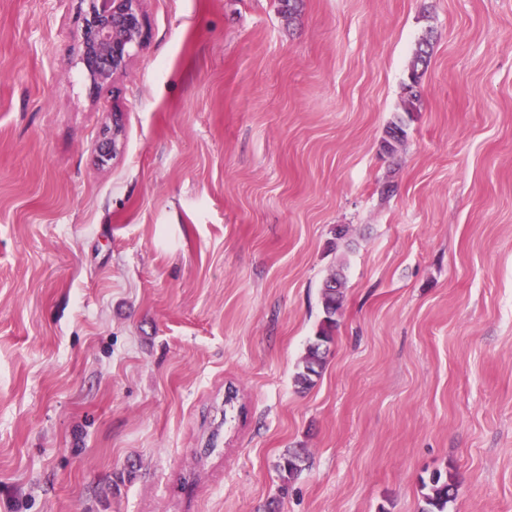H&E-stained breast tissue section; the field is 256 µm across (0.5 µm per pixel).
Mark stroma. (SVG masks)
<instances>
[{"label": "stroma", "mask_w": 512, "mask_h": 512, "mask_svg": "<svg viewBox=\"0 0 512 512\" xmlns=\"http://www.w3.org/2000/svg\"><path fill=\"white\" fill-rule=\"evenodd\" d=\"M141 7L94 96L80 0H0V512H512V0ZM432 49V35L428 33L418 42V47L410 62L409 78L411 82L407 85V98L404 102V112L408 115L416 108L415 102L418 100V96L415 88L430 64ZM116 117L117 115L112 118V126H105L103 128L97 145L98 157L102 163L107 162L112 159L113 156H116L123 145V129L120 127L119 121ZM343 283L338 274L327 278L321 288L322 320L313 338L309 341L303 357L302 368L295 381L302 390L313 387L320 378L326 363V354L334 340L340 311L343 307ZM304 457L299 450H288L281 457L278 463L282 485L279 487L280 495L284 496L288 493V485L295 481L303 471ZM423 487L428 492L424 495L425 507L421 512H447L448 503L455 499L459 484L456 475L449 468L445 472H433Z\"/></svg>", "instance_id": "35a3bbf8"}]
</instances>
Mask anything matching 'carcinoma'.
Listing matches in <instances>:
<instances>
[{"mask_svg": "<svg viewBox=\"0 0 512 512\" xmlns=\"http://www.w3.org/2000/svg\"><path fill=\"white\" fill-rule=\"evenodd\" d=\"M432 49V35L428 34L420 39L411 59L410 83L407 85V98L404 102V112L408 114L415 110V102L418 100L416 87L430 64ZM385 135L399 143L404 141L407 135L405 119L400 116L396 117L387 126ZM342 288V280L337 274L327 278L321 288L323 317L315 335L309 341L306 354L303 357L302 368L295 377L297 385L303 390L313 387L324 369L326 354L334 340V332L338 324L337 316L343 307ZM303 462L304 457L298 450H289L283 454L278 463L282 481V485L279 487L280 495H286L288 485L300 476L303 471ZM424 487L428 489V492L424 495L425 507L421 512H448V503L455 499L459 484L456 475L448 469L444 472H433Z\"/></svg>", "mask_w": 512, "mask_h": 512, "instance_id": "cac0c4a2", "label": "carcinoma"}]
</instances>
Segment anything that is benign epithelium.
I'll use <instances>...</instances> for the list:
<instances>
[{
	"instance_id": "7a95c632",
	"label": "benign epithelium",
	"mask_w": 512,
	"mask_h": 512,
	"mask_svg": "<svg viewBox=\"0 0 512 512\" xmlns=\"http://www.w3.org/2000/svg\"><path fill=\"white\" fill-rule=\"evenodd\" d=\"M85 4L80 29V58L89 89L99 92L126 70L134 51L147 39L141 0H81ZM123 129L117 118L103 128L97 153L101 162L121 149Z\"/></svg>"
}]
</instances>
